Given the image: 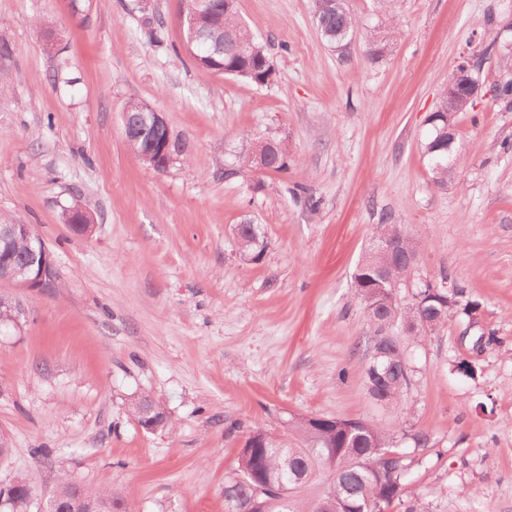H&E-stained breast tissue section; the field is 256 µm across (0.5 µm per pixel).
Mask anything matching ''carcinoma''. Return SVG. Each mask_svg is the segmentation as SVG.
Returning <instances> with one entry per match:
<instances>
[{
	"label": "carcinoma",
	"instance_id": "1",
	"mask_svg": "<svg viewBox=\"0 0 512 512\" xmlns=\"http://www.w3.org/2000/svg\"><path fill=\"white\" fill-rule=\"evenodd\" d=\"M185 16L199 15L203 27H212L224 38V69L232 76L256 84L268 83L275 73L273 60L265 45L256 41L243 26L234 0H217L218 11L199 13L197 0H184ZM336 41L348 42L357 21L344 0H339L336 18L330 21ZM473 101L465 96L448 98L444 94L436 114L429 118L431 135L426 154L433 166L436 182L448 180V113L465 112ZM270 155L269 170L288 169V148L280 141L266 139L256 144ZM239 246L244 259L255 262L265 250L260 225L240 224ZM390 235L401 236V247L420 253V242L400 224H378L371 237L373 243L353 273V288L364 305L369 322L375 327L370 353L385 345L387 356L369 359L365 370L369 396L378 404L391 406L401 402L410 382L406 349L397 336L387 330L407 326L406 334L421 340L448 323V319L478 312L477 300L464 298L463 290L420 286L412 301L400 305L388 285L382 283L379 270L385 258L374 250V241ZM153 406L159 430L169 426L164 409L150 395L143 393L128 403L130 414L147 432H153L141 416L142 406ZM286 433L255 428L248 439L257 447L240 451L235 472L224 486L225 500L239 504L241 512H388L394 505H405L407 476L415 458L398 450L388 434L363 420L340 418L312 419L308 416L289 420ZM394 459L386 460L384 455ZM95 496L112 512H127V494L123 491H100ZM35 491L24 477L16 479L8 512H28Z\"/></svg>",
	"mask_w": 512,
	"mask_h": 512
}]
</instances>
